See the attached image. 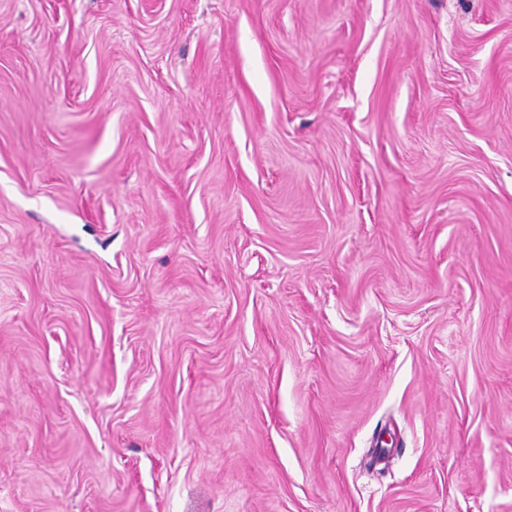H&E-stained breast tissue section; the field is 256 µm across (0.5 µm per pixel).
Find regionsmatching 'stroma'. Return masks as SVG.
I'll list each match as a JSON object with an SVG mask.
<instances>
[{"instance_id":"1","label":"stroma","mask_w":512,"mask_h":512,"mask_svg":"<svg viewBox=\"0 0 512 512\" xmlns=\"http://www.w3.org/2000/svg\"><path fill=\"white\" fill-rule=\"evenodd\" d=\"M0 512H512V0H0Z\"/></svg>"}]
</instances>
